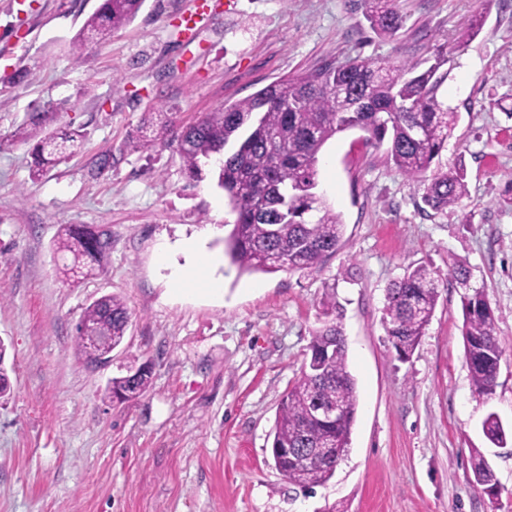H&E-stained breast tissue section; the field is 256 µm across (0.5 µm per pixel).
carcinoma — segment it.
<instances>
[{
  "mask_svg": "<svg viewBox=\"0 0 512 512\" xmlns=\"http://www.w3.org/2000/svg\"><path fill=\"white\" fill-rule=\"evenodd\" d=\"M365 18L381 39L391 40L403 27L393 0H363ZM145 0H103L83 23L72 46L77 54L106 43L112 32L134 20ZM449 62L445 45L418 60L391 61L350 58L327 62L299 76L274 81L255 94L204 113L195 123L181 126L173 113H150L151 135L128 141L133 151H144L156 140L176 143L188 177L204 179V167L222 157L216 171L236 214L224 237V255L240 271L274 273L312 268L336 252L343 235L341 214L316 192L320 153L337 134L360 130L366 141L386 146L387 163L412 182L424 186L423 202L435 211L459 206L469 197L464 160L440 162L442 150L455 129L459 113L438 97ZM48 110L36 109L12 135L14 142L36 140L33 146L37 179L44 168L66 153L81 137L74 130L62 137H37ZM60 248L73 255L66 274L78 280L86 263L101 264L108 240L90 227L68 224ZM469 274L458 260L448 262V280L468 287ZM441 282L427 265L408 269L387 289L383 324L401 358H408L436 309ZM465 361L474 391L495 392L505 350L497 336L496 316L482 292L461 296ZM325 320L315 330L300 376L284 395L277 415L271 455L288 482L310 487L326 484L335 468L324 460L323 448L348 451L358 395L347 361V344L336 322V304L324 309ZM89 332L117 348L123 341L130 313L114 294L93 301L82 316ZM146 366L115 377L107 391L111 398L128 399L150 383ZM339 402L343 414L326 420L314 414L316 404ZM483 432L495 444L506 443V432L490 413ZM471 483L484 491L498 488L495 474L480 449H471Z\"/></svg>",
  "mask_w": 512,
  "mask_h": 512,
  "instance_id": "carcinoma-1",
  "label": "carcinoma"
}]
</instances>
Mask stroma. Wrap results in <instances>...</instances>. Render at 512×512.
<instances>
[{
    "instance_id": "stroma-1",
    "label": "stroma",
    "mask_w": 512,
    "mask_h": 512,
    "mask_svg": "<svg viewBox=\"0 0 512 512\" xmlns=\"http://www.w3.org/2000/svg\"><path fill=\"white\" fill-rule=\"evenodd\" d=\"M102 0H0V512H512V0H394L405 22L383 40L362 0H145L102 45L71 40ZM478 35H461L475 13ZM447 44L438 95L460 114L441 153L464 159L469 197L436 213L423 189L358 130L322 150L318 193L345 224L314 268L242 273L224 255L235 215L212 178L195 182L176 146L127 149L157 107L187 125L283 77L361 55L419 58ZM44 132L80 131L32 179V147L12 142L35 108ZM111 157L100 168L103 157ZM108 233L95 275L74 284L54 247L63 225ZM206 235L220 292L178 287L179 243ZM169 247L170 264L157 253ZM459 259L495 311L497 387L478 396L464 359L460 288L443 283L414 353L399 359L383 323L387 288L420 264ZM131 318L109 361L88 363L76 326L95 299ZM334 301L357 381L349 451L325 485L288 484L270 447L281 400ZM151 364L147 391L117 402L108 382ZM492 465L490 497L470 481L472 449Z\"/></svg>"
}]
</instances>
